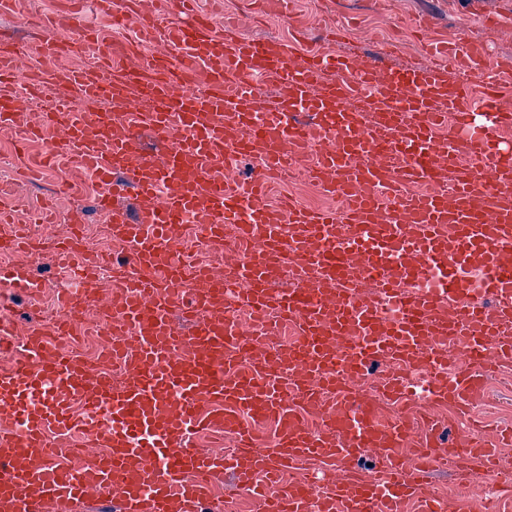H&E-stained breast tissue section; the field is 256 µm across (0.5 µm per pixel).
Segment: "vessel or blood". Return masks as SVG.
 Masks as SVG:
<instances>
[{"mask_svg": "<svg viewBox=\"0 0 512 512\" xmlns=\"http://www.w3.org/2000/svg\"><path fill=\"white\" fill-rule=\"evenodd\" d=\"M83 4L40 18L39 64L19 66L14 43H0V130L16 134L31 171L64 155L98 179L95 205L126 249L115 259L77 234L32 237L0 206V251L77 278L53 317L19 336L0 323V351L21 352L0 368V512L92 498L115 512H198L221 476L263 512H400L408 501L444 512L429 488L440 465L493 478L511 507L512 477L497 464L511 430L452 438L407 411L422 401L470 414L489 374L512 368V59L448 43L429 15L416 23L420 54L393 67L395 45L359 62L341 28L304 51L297 34L242 38L197 0H97L113 27L134 21L154 45L133 67L135 48L104 43ZM84 53L91 66L49 64ZM22 74L33 102L48 85L67 89L36 124L17 100ZM33 142L49 152L29 156ZM313 146L310 173L340 206L267 209L271 179ZM230 154L259 165L224 180L217 164ZM188 217L208 251H223L236 225V265L194 267L181 249ZM104 266L120 290L106 306ZM369 278L378 300L363 296ZM0 288L43 284L30 266L0 265ZM232 300L261 317L258 330H241ZM96 307L110 336L98 370L75 351ZM288 323L296 342L266 349ZM374 363L381 386L353 389ZM204 433L236 442L216 454L198 447ZM66 434L81 440L76 458L55 446ZM312 463L325 484L306 474ZM286 470L293 479L279 482Z\"/></svg>", "mask_w": 512, "mask_h": 512, "instance_id": "vessel-or-blood-1", "label": "vessel or blood"}]
</instances>
